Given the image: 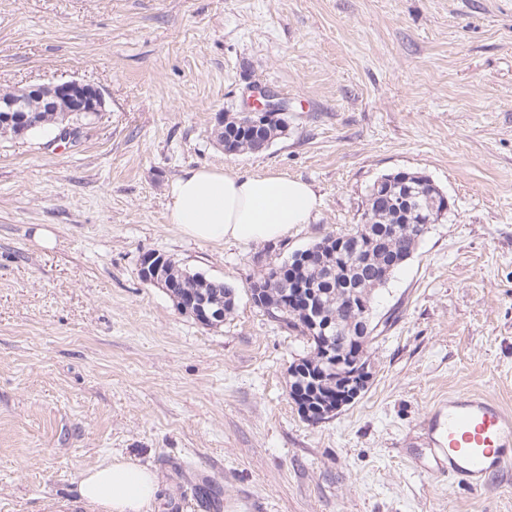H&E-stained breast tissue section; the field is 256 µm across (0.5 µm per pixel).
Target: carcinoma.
I'll use <instances>...</instances> for the list:
<instances>
[{"mask_svg":"<svg viewBox=\"0 0 512 512\" xmlns=\"http://www.w3.org/2000/svg\"><path fill=\"white\" fill-rule=\"evenodd\" d=\"M282 128L269 126L253 129L237 112L224 115V141L234 154L258 152V140L272 139ZM445 208V198L432 190L428 178L411 174L408 181L396 177L385 179L369 191L361 222L351 229L328 234L317 242L324 260L310 263L278 264L258 271L248 285L254 305L270 317L298 332L309 351L288 369L289 395L298 407L311 405L320 397L331 399L341 392L330 359L322 353L329 344L345 356L366 351L365 345L375 339L378 324H373L359 342L351 340L350 319L362 315L345 304L354 301L372 303L375 289L384 286L390 276L392 261L400 255L412 257L430 225L426 218L437 221ZM164 265L170 275L183 279L186 288L205 304L218 307L223 314L233 309V289L225 282L189 273L167 258ZM318 311L336 320L335 330L311 334L304 311Z\"/></svg>","mask_w":512,"mask_h":512,"instance_id":"obj_1","label":"carcinoma"}]
</instances>
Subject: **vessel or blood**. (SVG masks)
Returning <instances> with one entry per match:
<instances>
[{
	"label": "vessel or blood",
	"instance_id": "vessel-or-blood-1",
	"mask_svg": "<svg viewBox=\"0 0 512 512\" xmlns=\"http://www.w3.org/2000/svg\"><path fill=\"white\" fill-rule=\"evenodd\" d=\"M428 447L410 459L423 470L445 469L450 480L470 488L512 463V413L483 393L449 395L444 409L427 425Z\"/></svg>",
	"mask_w": 512,
	"mask_h": 512
}]
</instances>
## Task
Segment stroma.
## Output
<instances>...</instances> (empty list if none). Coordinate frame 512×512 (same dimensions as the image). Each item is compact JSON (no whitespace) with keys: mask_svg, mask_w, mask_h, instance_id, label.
<instances>
[{"mask_svg":"<svg viewBox=\"0 0 512 512\" xmlns=\"http://www.w3.org/2000/svg\"><path fill=\"white\" fill-rule=\"evenodd\" d=\"M74 79L105 103L75 143L0 136V512H87L80 477L115 455L160 474V512H512V466L472 490L404 454L449 393L512 413V0H0V91ZM251 80L288 128L228 155L215 116ZM190 167L319 205L269 247L195 241L166 220ZM398 171L448 211L375 296L366 392L309 422L306 344L250 301L254 258L351 228ZM148 253L232 285L233 312L182 314Z\"/></svg>","mask_w":512,"mask_h":512,"instance_id":"stroma-1","label":"stroma"}]
</instances>
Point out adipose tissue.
Returning a JSON list of instances; mask_svg holds the SVG:
<instances>
[{
  "instance_id": "obj_1",
  "label": "adipose tissue",
  "mask_w": 512,
  "mask_h": 512,
  "mask_svg": "<svg viewBox=\"0 0 512 512\" xmlns=\"http://www.w3.org/2000/svg\"><path fill=\"white\" fill-rule=\"evenodd\" d=\"M168 223L201 241L275 242L306 223L319 199L312 187L280 174L184 169L170 184ZM158 474L120 456L86 470L78 494L90 512H155Z\"/></svg>"
}]
</instances>
